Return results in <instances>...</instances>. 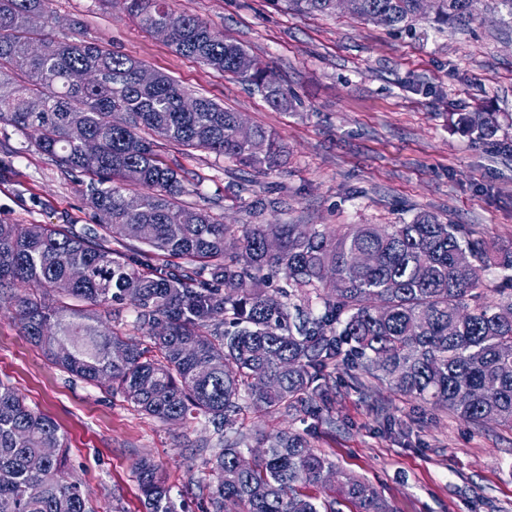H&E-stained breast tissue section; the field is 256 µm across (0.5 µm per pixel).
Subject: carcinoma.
I'll return each mask as SVG.
<instances>
[{"label": "carcinoma", "instance_id": "carcinoma-1", "mask_svg": "<svg viewBox=\"0 0 512 512\" xmlns=\"http://www.w3.org/2000/svg\"><path fill=\"white\" fill-rule=\"evenodd\" d=\"M47 0H0V124L32 128L33 146L90 182L86 203L108 210L112 223L82 233L62 224L0 223V301L15 306L24 336L71 376L121 393L138 411L162 421L204 416L224 436L248 400L257 410L302 413L322 393L324 372L361 363L397 393L450 411L473 425L512 429V294L485 301L483 272L512 271V247L461 235L457 224L419 213L407 224H355L343 235H305L296 224H225L185 205L179 172L161 148L203 149L239 165L270 169L282 146L260 125L263 152L236 139L242 115L198 98L165 74L140 84L142 63L83 40L33 29L39 13L55 19ZM485 10L512 24V0H485ZM350 13L396 31H411L423 14L447 25L474 20L470 0H352ZM127 15L151 32L171 30L176 53L231 74L273 108L295 98L270 68L246 71V50L170 0H127ZM124 112L117 125L113 114ZM481 137L495 133L491 112L470 119ZM97 143L84 152L81 139ZM140 206L126 209L127 187ZM118 228L137 256L110 246ZM269 237L279 248H265ZM358 252L374 255L361 267ZM465 252L471 265L460 267ZM79 266L86 276L60 293L58 280ZM286 272L288 287L268 288ZM129 304L150 346L104 325L98 309ZM126 349L122 359L113 357ZM241 439L224 441L211 460L217 485L210 512H338L337 499L304 492L325 487L355 512H392L370 483L341 477L333 461L296 432L264 440L250 469L238 465ZM44 448L57 453L46 458ZM65 437L49 417L0 383V512H91L78 484L61 480ZM149 512H176L167 478L148 459L135 467Z\"/></svg>", "mask_w": 512, "mask_h": 512}]
</instances>
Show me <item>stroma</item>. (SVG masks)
I'll return each instance as SVG.
<instances>
[{"label":"stroma","mask_w":512,"mask_h":512,"mask_svg":"<svg viewBox=\"0 0 512 512\" xmlns=\"http://www.w3.org/2000/svg\"><path fill=\"white\" fill-rule=\"evenodd\" d=\"M243 45L301 100L270 108L238 79L175 53L130 21L122 0H49L64 36L87 41L174 78L248 124L274 131L285 152L263 173L209 151L163 150L182 200L228 224H298L336 233L353 224H404L429 212L473 238L512 244V27L482 13L454 29L416 19L398 33L296 0H172ZM495 112L492 137L468 119ZM31 132L0 124V222L94 225L81 176L38 153ZM326 399L311 414L245 407L224 436L255 446L281 430L302 434L345 474L382 492L393 512H512V429L466 423L395 393L363 368L327 370ZM0 382L64 434V477L93 512H147L134 467L162 466L178 512H205L220 439L204 418L164 422L106 388L71 377L22 336L0 305Z\"/></svg>","instance_id":"1"}]
</instances>
